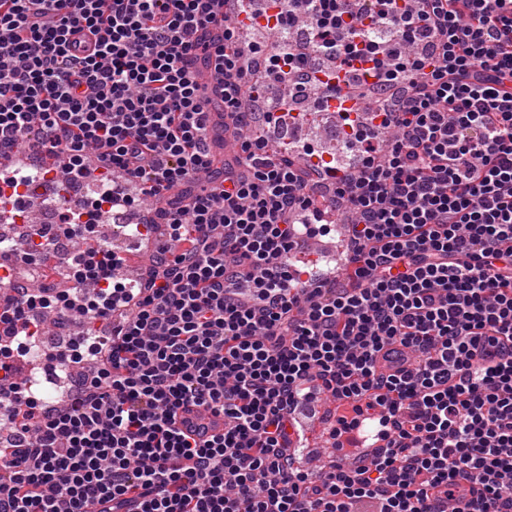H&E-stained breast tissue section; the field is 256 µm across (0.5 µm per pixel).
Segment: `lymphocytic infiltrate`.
Listing matches in <instances>:
<instances>
[{
    "label": "lymphocytic infiltrate",
    "mask_w": 512,
    "mask_h": 512,
    "mask_svg": "<svg viewBox=\"0 0 512 512\" xmlns=\"http://www.w3.org/2000/svg\"><path fill=\"white\" fill-rule=\"evenodd\" d=\"M308 46L261 59L215 0H0V154L30 132L68 179L108 184L64 230L96 237L101 205L152 209L163 228L136 278L108 246L76 256L70 285L20 289L0 310V512H512V0H264ZM222 88L208 143L191 57ZM319 102L353 78V163L317 177L305 144L250 133L271 82L309 60ZM348 214L335 277L286 274L302 240ZM79 341L57 405L6 358L48 324ZM400 347L412 367L377 374ZM333 407L332 450L376 408L393 438L365 464L292 468L291 404ZM221 433L185 428L189 409ZM480 498H472L474 486ZM210 95L212 104L209 112L210 123V139L214 153L221 160L224 153V113L221 99L218 94L213 91L212 85Z\"/></svg>",
    "instance_id": "1"
}]
</instances>
